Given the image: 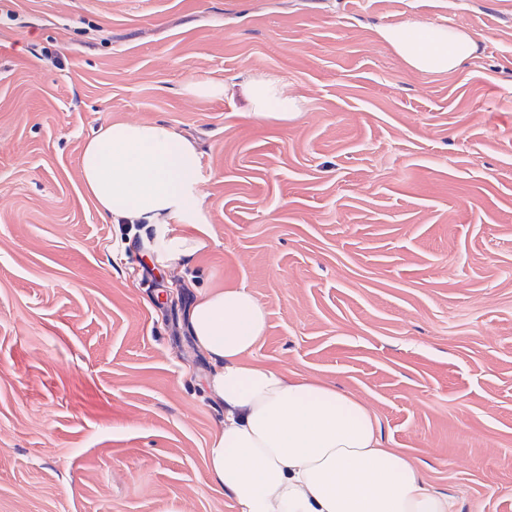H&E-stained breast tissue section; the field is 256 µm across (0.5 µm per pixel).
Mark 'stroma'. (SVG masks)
I'll return each instance as SVG.
<instances>
[{
  "label": "stroma",
  "mask_w": 512,
  "mask_h": 512,
  "mask_svg": "<svg viewBox=\"0 0 512 512\" xmlns=\"http://www.w3.org/2000/svg\"><path fill=\"white\" fill-rule=\"evenodd\" d=\"M405 20L480 48L413 72ZM267 73L296 118L253 114ZM111 122L198 153L210 234L146 281L148 228L80 180ZM241 287L251 362L365 402L455 512H512V0H0V512H239L185 314ZM379 33L409 69L423 74L456 73L479 49L470 32L447 21H404Z\"/></svg>",
  "instance_id": "35a3bbf8"
}]
</instances>
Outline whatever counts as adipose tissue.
Wrapping results in <instances>:
<instances>
[{
	"label": "adipose tissue",
	"instance_id": "1",
	"mask_svg": "<svg viewBox=\"0 0 512 512\" xmlns=\"http://www.w3.org/2000/svg\"><path fill=\"white\" fill-rule=\"evenodd\" d=\"M380 36L423 74L458 72L479 49L470 32L447 21H404L381 28ZM284 86L280 78L251 81L253 112L295 118L298 101ZM79 167L101 215L153 226L147 247L158 266L186 261L202 248L201 238L176 230L206 218L196 150L170 126L108 124L85 143ZM189 324L212 362L208 386L224 403L208 468L239 512H454L448 496L386 447L365 403L321 381L288 378L248 361L267 320L246 288L202 293Z\"/></svg>",
	"mask_w": 512,
	"mask_h": 512
}]
</instances>
